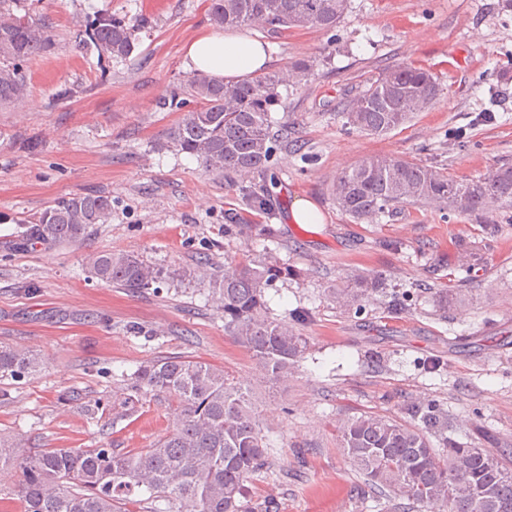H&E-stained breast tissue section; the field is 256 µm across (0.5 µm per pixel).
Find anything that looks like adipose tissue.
<instances>
[{
  "instance_id": "obj_1",
  "label": "adipose tissue",
  "mask_w": 512,
  "mask_h": 512,
  "mask_svg": "<svg viewBox=\"0 0 512 512\" xmlns=\"http://www.w3.org/2000/svg\"><path fill=\"white\" fill-rule=\"evenodd\" d=\"M185 59L187 66L195 71L237 82L263 72L270 52L268 44L259 39L209 30L187 45Z\"/></svg>"
}]
</instances>
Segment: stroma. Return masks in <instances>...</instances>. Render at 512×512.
<instances>
[{
    "mask_svg": "<svg viewBox=\"0 0 512 512\" xmlns=\"http://www.w3.org/2000/svg\"><path fill=\"white\" fill-rule=\"evenodd\" d=\"M50 20L54 54L30 61L23 103L0 106V342L38 354L41 371L0 381V435L31 448L151 447L177 423V404L132 399L126 378L143 361L189 357L256 386L269 465L247 499L275 493L280 512H387L338 449L336 425L373 412L407 421V402L432 400L448 434L512 449V208L448 215L403 205L373 223L342 212L337 175L377 155L437 165L458 180L512 163V9L502 0H349L331 32L258 30L270 69L312 61L306 85L281 88L274 129H287L268 170L245 183L217 177L174 150L186 112L169 99L191 70L184 49L212 29L210 0H24ZM141 14L150 25L132 55L101 74L75 37L80 20ZM412 62L442 87L435 106L384 135L349 129L347 101L383 71ZM112 199V219L85 241L23 245L22 223L80 193ZM312 200L320 224H294ZM233 232H225V225ZM498 227L487 237V225ZM93 250L130 252L168 269L205 261L215 275L272 252L299 270L265 291L273 317L305 312L307 349L272 385L224 331L205 281L140 293L98 280ZM435 266L434 277L425 269ZM380 271L391 285L470 288L472 303L436 315L425 300L393 314L376 301L346 314L327 297L345 269ZM290 222L294 224H320L322 216L316 205L305 197L293 200Z\"/></svg>",
    "mask_w": 512,
    "mask_h": 512,
    "instance_id": "35a3bbf8",
    "label": "stroma"
}]
</instances>
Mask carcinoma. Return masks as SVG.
Masks as SVG:
<instances>
[{
  "mask_svg": "<svg viewBox=\"0 0 512 512\" xmlns=\"http://www.w3.org/2000/svg\"><path fill=\"white\" fill-rule=\"evenodd\" d=\"M21 0H0V104L28 94L24 65L56 50L49 20L21 12ZM348 0H211L218 28L259 27L271 33L290 28L331 31ZM148 18L97 14L79 34L98 59L126 60ZM312 64L300 59L283 71L229 83L191 74L186 94L199 102L171 133V143L209 173L250 175L268 167L276 150L271 112L280 87L308 81ZM440 84L411 64L385 69L345 112L346 124L368 135L386 134L434 106ZM339 208L372 222L403 204H428L452 214H476L497 203L512 207V165L501 164L466 180L414 160L372 156L340 172L333 184ZM112 217V200L100 193L74 194L46 208L25 226L22 244H79L95 224ZM86 262L101 281L140 292L168 280L209 279L224 311V331L263 365L273 381L288 377L306 348L290 322L269 316L265 290L292 275L273 256L227 267L215 278L206 263L170 272L130 253L92 252ZM436 310L470 300L469 288H423ZM392 313L412 308L413 293L388 285L381 272L347 270L329 289L336 308L361 312L373 296ZM41 360L0 345V380L35 375ZM136 395L175 399L180 419L173 431L149 448H26L20 439L0 437V474H21L23 512H132L145 500L163 501L166 512H255L246 502L245 482L268 464L267 445L252 408V389L201 360L168 357L145 361L131 375ZM404 424L375 413L348 417L337 426L339 447L373 495L393 493L391 512H419L429 505L446 512H512V457L446 438V451L430 437L448 432V415L432 401H412ZM147 499H141V496Z\"/></svg>",
  "mask_w": 512,
  "mask_h": 512,
  "instance_id": "carcinoma-1",
  "label": "carcinoma"
}]
</instances>
